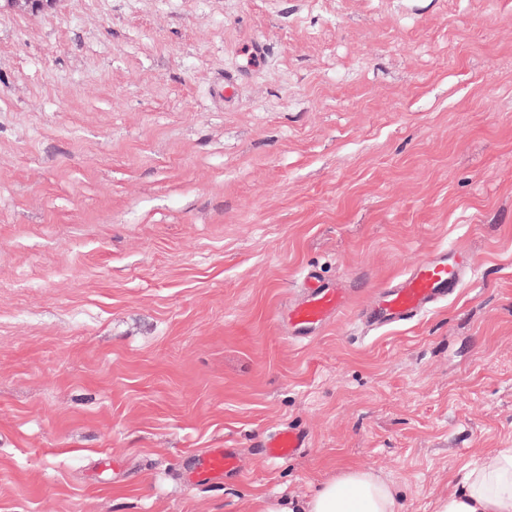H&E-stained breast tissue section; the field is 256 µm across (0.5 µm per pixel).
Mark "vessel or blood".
<instances>
[{"instance_id": "vessel-or-blood-1", "label": "vessel or blood", "mask_w": 512, "mask_h": 512, "mask_svg": "<svg viewBox=\"0 0 512 512\" xmlns=\"http://www.w3.org/2000/svg\"><path fill=\"white\" fill-rule=\"evenodd\" d=\"M469 268L462 250H437L424 264L387 285L364 319L378 328L415 321L454 296ZM346 305L345 288L309 277L306 296L289 308L285 316L288 331L296 339H306ZM306 445L305 434L288 425L271 433L264 448L270 457L279 458L295 455ZM236 471L235 449L211 448L194 458L191 478L200 484L218 485Z\"/></svg>"}]
</instances>
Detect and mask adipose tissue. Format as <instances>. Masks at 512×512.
<instances>
[{"mask_svg": "<svg viewBox=\"0 0 512 512\" xmlns=\"http://www.w3.org/2000/svg\"><path fill=\"white\" fill-rule=\"evenodd\" d=\"M259 512H400V501L378 472L349 466L306 498L261 499ZM436 512H512V448L494 449L467 470L461 490L439 498Z\"/></svg>", "mask_w": 512, "mask_h": 512, "instance_id": "1", "label": "adipose tissue"}]
</instances>
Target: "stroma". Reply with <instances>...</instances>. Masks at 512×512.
<instances>
[{"label": "stroma", "mask_w": 512, "mask_h": 512, "mask_svg": "<svg viewBox=\"0 0 512 512\" xmlns=\"http://www.w3.org/2000/svg\"><path fill=\"white\" fill-rule=\"evenodd\" d=\"M440 247L448 302L355 327ZM309 273L349 301L297 342ZM511 447L512 0L0 5V512H258L353 465L435 512ZM209 448L238 476L189 481ZM306 447V435L291 425L278 428L264 444L266 453L273 458L292 456Z\"/></svg>", "instance_id": "stroma-1"}]
</instances>
